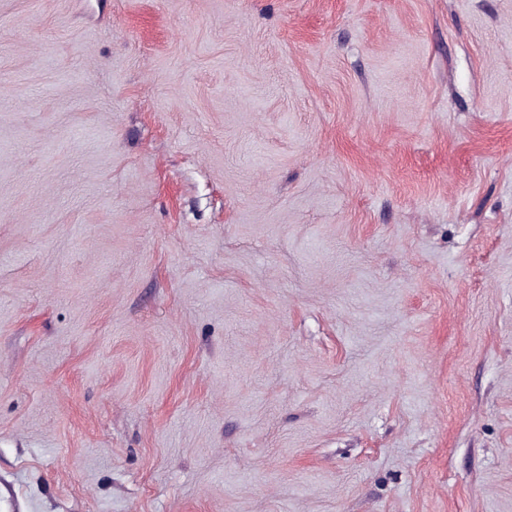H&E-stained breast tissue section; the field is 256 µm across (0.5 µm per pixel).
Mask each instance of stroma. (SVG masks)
<instances>
[{
  "instance_id": "1",
  "label": "stroma",
  "mask_w": 512,
  "mask_h": 512,
  "mask_svg": "<svg viewBox=\"0 0 512 512\" xmlns=\"http://www.w3.org/2000/svg\"><path fill=\"white\" fill-rule=\"evenodd\" d=\"M0 512H512V0H0Z\"/></svg>"
}]
</instances>
